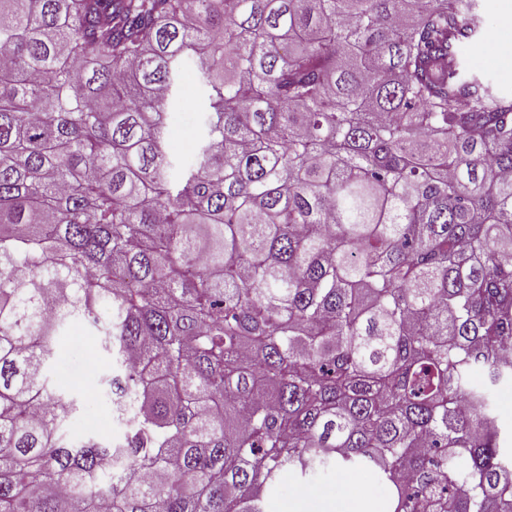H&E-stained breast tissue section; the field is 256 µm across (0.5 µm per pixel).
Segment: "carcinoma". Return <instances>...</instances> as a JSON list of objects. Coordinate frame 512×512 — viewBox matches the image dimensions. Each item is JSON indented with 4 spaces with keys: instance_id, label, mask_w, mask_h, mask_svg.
Wrapping results in <instances>:
<instances>
[{
    "instance_id": "obj_1",
    "label": "carcinoma",
    "mask_w": 512,
    "mask_h": 512,
    "mask_svg": "<svg viewBox=\"0 0 512 512\" xmlns=\"http://www.w3.org/2000/svg\"><path fill=\"white\" fill-rule=\"evenodd\" d=\"M469 0H0V512H512V96ZM197 163L168 148L186 64ZM94 329L115 441L47 374ZM484 380H472L475 370ZM495 407L499 423L507 429L512 425V382L500 384L495 392ZM339 479H348L357 484L359 499L380 494L381 489L376 475L368 469L349 472L344 468L330 469L306 484L297 473L284 471L267 498V512H294L298 503L306 505L304 510L315 512L320 499L336 495L325 500L323 512H354L356 492L352 484L345 480L336 490Z\"/></svg>"
}]
</instances>
